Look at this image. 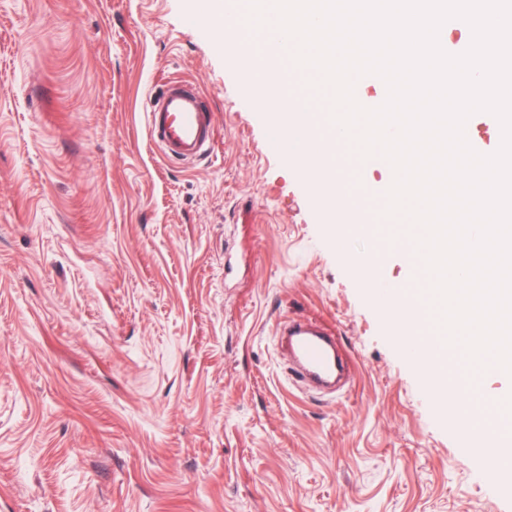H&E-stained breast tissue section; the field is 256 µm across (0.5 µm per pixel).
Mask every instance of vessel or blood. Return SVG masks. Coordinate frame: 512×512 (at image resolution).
Wrapping results in <instances>:
<instances>
[{"mask_svg":"<svg viewBox=\"0 0 512 512\" xmlns=\"http://www.w3.org/2000/svg\"><path fill=\"white\" fill-rule=\"evenodd\" d=\"M267 62L287 82H299L303 76L284 50L269 52ZM146 119L149 134L166 160L194 163L208 157L214 149L213 114L192 82L175 79L163 85L150 100ZM334 139L332 158L337 172L362 170L366 162L344 134L335 132ZM277 332L288 339L291 370L299 382L318 383L335 378L342 364L336 357V336L332 330L292 320L279 324Z\"/></svg>","mask_w":512,"mask_h":512,"instance_id":"obj_1","label":"vessel or blood"}]
</instances>
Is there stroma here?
Listing matches in <instances>:
<instances>
[{
	"mask_svg": "<svg viewBox=\"0 0 512 512\" xmlns=\"http://www.w3.org/2000/svg\"><path fill=\"white\" fill-rule=\"evenodd\" d=\"M215 114L172 164L164 77ZM262 71L204 0H0V512H512V463L458 454L443 395L350 263L321 189L265 147ZM335 329L333 393L297 387L276 325ZM146 119L150 137L168 161L195 163L214 149L213 113L192 82L175 79L163 85L150 98Z\"/></svg>",
	"mask_w": 512,
	"mask_h": 512,
	"instance_id": "obj_1",
	"label": "stroma"
}]
</instances>
